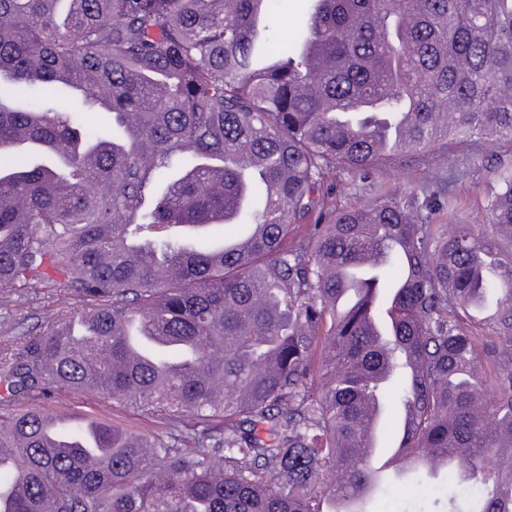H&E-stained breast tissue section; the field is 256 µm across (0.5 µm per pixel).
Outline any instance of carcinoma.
I'll return each instance as SVG.
<instances>
[{
	"instance_id": "cac0c4a2",
	"label": "carcinoma",
	"mask_w": 512,
	"mask_h": 512,
	"mask_svg": "<svg viewBox=\"0 0 512 512\" xmlns=\"http://www.w3.org/2000/svg\"><path fill=\"white\" fill-rule=\"evenodd\" d=\"M279 2L0 0V291L79 303L0 350V512H342L374 408L397 475L454 451L448 512H512V164L489 239L435 223L438 189L329 192L512 142V0H310L268 42ZM54 388L166 431L99 421L80 455Z\"/></svg>"
}]
</instances>
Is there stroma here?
Wrapping results in <instances>:
<instances>
[{"mask_svg":"<svg viewBox=\"0 0 512 512\" xmlns=\"http://www.w3.org/2000/svg\"><path fill=\"white\" fill-rule=\"evenodd\" d=\"M447 154L444 160L396 161L362 181L338 173L331 187L333 200L340 208L367 206L381 189L405 192L420 186L444 185L458 204L437 213V223L451 227L471 224L477 234L489 235L485 206L493 184L490 171L497 160H512V143L454 141L449 143ZM75 304V297L59 284L47 286L30 299L15 294L0 296V347L22 351L31 338V327L53 323ZM39 405L59 416L92 417L139 433L152 434L161 429L155 418L112 404L91 391L55 390L41 399ZM448 494L445 479L423 474L414 479L392 481L385 492L372 498L369 509L370 512H448Z\"/></svg>","mask_w":512,"mask_h":512,"instance_id":"35a3bbf8","label":"stroma"}]
</instances>
